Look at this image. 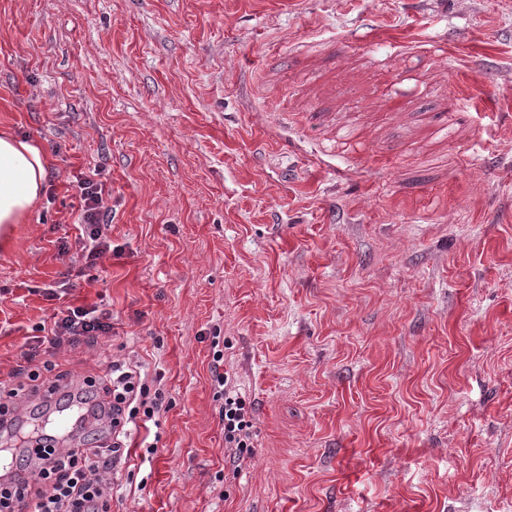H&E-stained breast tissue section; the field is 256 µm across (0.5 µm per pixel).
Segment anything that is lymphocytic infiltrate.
Wrapping results in <instances>:
<instances>
[{"mask_svg":"<svg viewBox=\"0 0 512 512\" xmlns=\"http://www.w3.org/2000/svg\"><path fill=\"white\" fill-rule=\"evenodd\" d=\"M81 212L78 216L85 265L95 269L97 261L112 250V241L101 219L107 194L96 170L76 175ZM51 349L95 343L112 335V315L94 305H63L52 315L45 329ZM38 374L11 370L0 376V420L32 402L40 391ZM224 402L219 411L224 426V445L229 464L240 469L251 452L250 407L236 390L229 373L216 375ZM61 402L72 404L77 414L104 416L112 427L108 442L90 440L85 454L77 455L61 443L60 437L19 425L10 434L21 444H34L19 465L0 473V512H14L15 501H25L30 512H112V484L115 467L121 462L132 430L154 421L164 404L161 390L151 389L138 366L110 361L99 380H84L79 391H65Z\"/></svg>","mask_w":512,"mask_h":512,"instance_id":"obj_1","label":"lymphocytic infiltrate"}]
</instances>
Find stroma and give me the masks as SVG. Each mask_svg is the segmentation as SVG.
Masks as SVG:
<instances>
[{"label":"stroma","instance_id":"35a3bbf8","mask_svg":"<svg viewBox=\"0 0 512 512\" xmlns=\"http://www.w3.org/2000/svg\"><path fill=\"white\" fill-rule=\"evenodd\" d=\"M49 159L0 244V372L64 300L167 408L112 512H512V0H0V127ZM252 407L224 459L213 353ZM99 176L97 168L88 172H80L73 176L79 192L80 214L78 226H80V238L83 240L82 250L86 253L85 265L91 270H96L97 260L106 253H112V240L105 233L108 224H101L104 212V196L110 195L105 183L96 179Z\"/></svg>","mask_w":512,"mask_h":512}]
</instances>
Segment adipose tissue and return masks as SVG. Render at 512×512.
<instances>
[{"label": "adipose tissue", "instance_id": "obj_1", "mask_svg": "<svg viewBox=\"0 0 512 512\" xmlns=\"http://www.w3.org/2000/svg\"><path fill=\"white\" fill-rule=\"evenodd\" d=\"M48 159L34 142L0 130V243L8 241L15 225L41 200Z\"/></svg>", "mask_w": 512, "mask_h": 512}]
</instances>
